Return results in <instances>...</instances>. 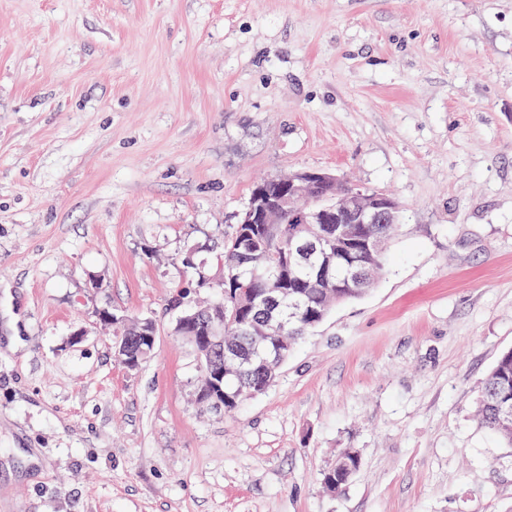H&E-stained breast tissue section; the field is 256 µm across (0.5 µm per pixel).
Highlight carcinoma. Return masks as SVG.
Instances as JSON below:
<instances>
[{"mask_svg":"<svg viewBox=\"0 0 512 512\" xmlns=\"http://www.w3.org/2000/svg\"><path fill=\"white\" fill-rule=\"evenodd\" d=\"M275 234H268L261 225H236L224 239L222 261L224 280L213 283L198 277L196 287L216 288L218 297L204 305L201 311L215 312L224 306V345L215 346L201 361L227 363L230 356L243 360L241 372L224 375L221 387L224 398L205 396L198 400L203 411L234 409L242 399L235 398L238 388L246 384L249 392L258 396L267 391L277 376L279 365L288 359L297 344L322 318L313 313L331 311L336 305L356 299L375 284L377 275L386 264L385 245L393 229L391 224H372L370 236L348 241L332 239V276L319 275L320 254L301 261L294 267L288 283V298L260 303L244 319H237L235 303L248 293L258 294L263 279L278 274L282 257L289 242L298 234L297 225L288 218L273 225ZM114 345L121 363L138 367L154 348L151 338L156 335L155 324L142 319L128 325H114ZM479 419L489 430L512 446V351L504 353L482 385ZM361 459L357 451L348 449L337 459L338 469L325 472V486L345 485L359 470Z\"/></svg>","mask_w":512,"mask_h":512,"instance_id":"obj_1","label":"carcinoma"}]
</instances>
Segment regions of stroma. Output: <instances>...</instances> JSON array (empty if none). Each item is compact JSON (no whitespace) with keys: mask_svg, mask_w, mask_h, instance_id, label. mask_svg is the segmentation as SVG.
Returning a JSON list of instances; mask_svg holds the SVG:
<instances>
[{"mask_svg":"<svg viewBox=\"0 0 512 512\" xmlns=\"http://www.w3.org/2000/svg\"><path fill=\"white\" fill-rule=\"evenodd\" d=\"M304 169L400 202L390 261L264 394L201 411L169 298ZM105 309L155 322L138 367ZM13 312L0 512H512L477 416L512 349V0H0ZM336 461L338 469H330L323 476V481L327 488L331 484L335 485L333 492L345 485L359 470L361 464L358 452L353 449L345 450Z\"/></svg>","mask_w":512,"mask_h":512,"instance_id":"obj_1","label":"stroma"}]
</instances>
